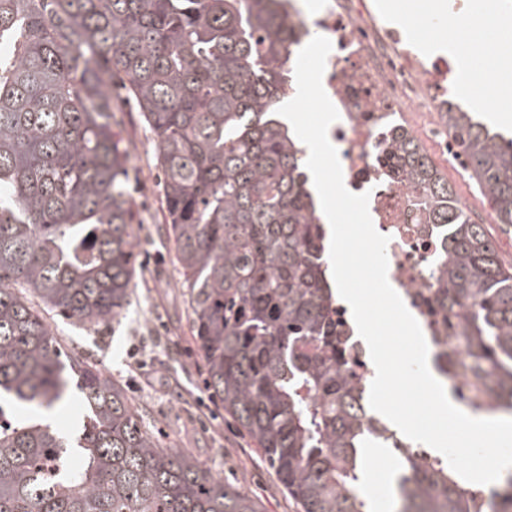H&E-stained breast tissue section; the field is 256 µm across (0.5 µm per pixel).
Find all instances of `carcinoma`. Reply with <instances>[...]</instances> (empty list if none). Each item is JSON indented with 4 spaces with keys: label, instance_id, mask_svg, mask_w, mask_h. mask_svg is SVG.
I'll return each mask as SVG.
<instances>
[{
    "label": "carcinoma",
    "instance_id": "carcinoma-1",
    "mask_svg": "<svg viewBox=\"0 0 512 512\" xmlns=\"http://www.w3.org/2000/svg\"><path fill=\"white\" fill-rule=\"evenodd\" d=\"M292 27L280 0H0V512H259L186 448L141 425L124 388L53 336L35 300L97 325L133 276L121 89L155 136L163 204L212 397L301 512H363L361 448L400 459L397 512H475L480 490L371 425L345 372L324 235L300 141L277 109ZM470 178L512 225V139L445 113ZM405 181L448 225L442 308L463 310L465 361L512 411V271L448 179L397 137ZM77 376L86 415L41 421Z\"/></svg>",
    "mask_w": 512,
    "mask_h": 512
}]
</instances>
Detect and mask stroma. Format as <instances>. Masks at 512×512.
<instances>
[{
  "label": "stroma",
  "instance_id": "obj_1",
  "mask_svg": "<svg viewBox=\"0 0 512 512\" xmlns=\"http://www.w3.org/2000/svg\"><path fill=\"white\" fill-rule=\"evenodd\" d=\"M405 18L402 32L421 46L442 45L454 53L455 29L443 21L455 13L457 0H396ZM475 13L494 12L508 22L505 31L485 33L480 55L495 53L497 42L512 36V0H468ZM112 129L130 152L126 187L133 201L132 231L137 243L132 293L123 313L103 325H75L49 311L45 317L66 349L126 388L142 424L156 433L162 447L188 448L214 474L239 485L261 512H301L274 470L223 407L207 391L205 368L193 338L189 295L180 286L174 247L166 232L162 174L156 166L155 140L138 113L121 108ZM363 498L375 499L376 512H395L394 487L388 482L396 463L380 448L366 451Z\"/></svg>",
  "mask_w": 512,
  "mask_h": 512
}]
</instances>
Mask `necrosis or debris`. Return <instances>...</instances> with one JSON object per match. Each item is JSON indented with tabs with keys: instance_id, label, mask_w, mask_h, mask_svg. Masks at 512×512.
<instances>
[{
	"instance_id": "obj_1",
	"label": "necrosis or debris",
	"mask_w": 512,
	"mask_h": 512,
	"mask_svg": "<svg viewBox=\"0 0 512 512\" xmlns=\"http://www.w3.org/2000/svg\"><path fill=\"white\" fill-rule=\"evenodd\" d=\"M294 46L322 35L332 43L323 87L339 118L328 130L346 188L368 193L375 229L388 236V279L418 321L433 357L464 359L455 343L461 314L439 305L437 273L446 254L448 227L434 223L426 197L402 178L393 156L395 136L409 132L437 166H451L460 147L440 120L455 97L480 109L512 96V81L492 88L460 82L451 61L423 56L399 32L380 24L366 0H323L305 13L300 0H288ZM340 340L349 352V371L359 387L374 373L366 342L348 308L334 303Z\"/></svg>"
}]
</instances>
